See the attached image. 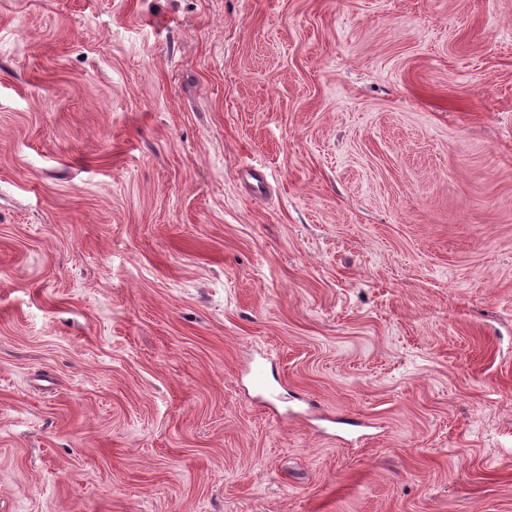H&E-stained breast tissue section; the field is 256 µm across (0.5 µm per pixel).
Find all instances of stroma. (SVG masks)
<instances>
[{"instance_id":"stroma-1","label":"stroma","mask_w":512,"mask_h":512,"mask_svg":"<svg viewBox=\"0 0 512 512\" xmlns=\"http://www.w3.org/2000/svg\"><path fill=\"white\" fill-rule=\"evenodd\" d=\"M0 512H512V0H0Z\"/></svg>"}]
</instances>
